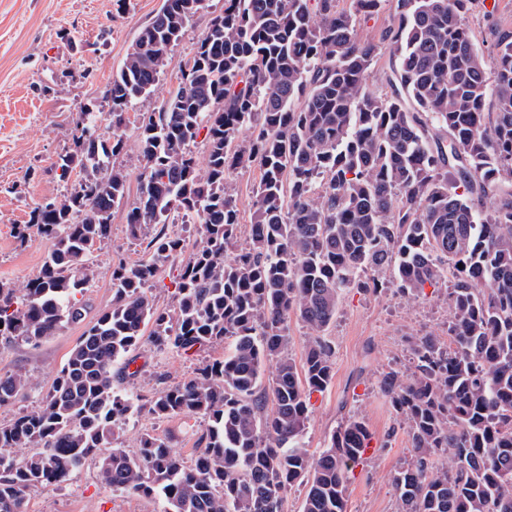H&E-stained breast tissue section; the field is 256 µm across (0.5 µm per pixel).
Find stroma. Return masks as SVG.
<instances>
[{
    "mask_svg": "<svg viewBox=\"0 0 512 512\" xmlns=\"http://www.w3.org/2000/svg\"><path fill=\"white\" fill-rule=\"evenodd\" d=\"M160 5L161 0H0V282L21 289L45 261L49 241L34 235L19 242L14 227L27 221L35 205L58 199L68 189L55 164L73 147L84 105L102 99L137 32ZM223 9L224 0H205L173 48V64L154 95L130 109L124 130L129 146L115 160L129 175L130 194L138 192L141 169L134 146L140 113L152 111L176 88L178 62L193 56L210 17ZM468 25L476 47L489 51L495 29L512 31V0H495L491 8L477 0ZM260 178L261 169L255 164L233 171L228 178V190L238 203L242 248L249 242L253 190ZM158 232L153 226L131 238L124 212L114 213L111 234L94 253L95 276L83 293L84 321L67 325L36 345L0 342V372H25L31 383L26 397L0 409V423L38 406L88 323L111 307L113 266L131 267L146 260ZM427 333L448 334L443 291L428 288L418 298L407 299L393 288L375 295L352 289L341 297L336 319L326 332L336 349L333 377L323 392L312 396L305 445L311 454H319L349 415L366 421L373 451L350 478L347 512H398L392 477L409 460L410 442L379 381L389 369L407 365L410 338ZM227 348L221 342L186 357L143 339L134 352L141 371L124 383L122 391L132 398L151 395L161 382L191 377L202 361L223 358ZM207 426L201 415L159 419L140 412L128 417L119 442L128 452H136L138 437L146 430L170 441L191 461ZM165 508L161 499L101 485L93 460L72 471L66 481L35 489L28 498V512H164Z\"/></svg>",
    "mask_w": 512,
    "mask_h": 512,
    "instance_id": "1",
    "label": "stroma"
}]
</instances>
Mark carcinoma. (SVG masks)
<instances>
[{
  "instance_id": "carcinoma-1",
  "label": "carcinoma",
  "mask_w": 512,
  "mask_h": 512,
  "mask_svg": "<svg viewBox=\"0 0 512 512\" xmlns=\"http://www.w3.org/2000/svg\"><path fill=\"white\" fill-rule=\"evenodd\" d=\"M203 2L163 0L104 92L112 135L97 133L100 105L85 106L74 149L56 164L62 180L80 166L70 191L15 227L21 241L35 233L51 242L23 294L0 284V338L34 345L84 317L75 295L93 279L90 260L114 211L125 210L134 239L178 213L202 226V241L182 262L173 315L146 286L185 251L179 231L155 236L148 260L112 267L111 307L37 409L0 423V512H27L33 489L65 479L100 448L112 449L98 461L103 484L159 496L165 512H283L295 483L306 488L303 512H347L349 472L370 438L365 421L348 417L317 457L301 444L310 396L332 377L326 331L340 297L353 288L414 295L450 268L454 347L419 336L410 365L380 380L411 447L392 485L399 512H512V31L485 55L467 23L474 0H396L393 24L373 43L358 24L382 0L347 9L339 0H224L193 57L178 63L177 87L141 114L131 200L128 175L112 162L127 147L128 111L154 93ZM384 50L392 93L378 96L367 76ZM255 162L250 243L239 250L227 179ZM292 316L308 330L300 368L288 352ZM147 327L155 345L184 355L233 343L140 404L119 386L136 375L128 355ZM29 388L25 374L0 373V408ZM142 410L208 418L193 464L149 432L134 455L116 446L118 423ZM19 448L36 452L19 460Z\"/></svg>"
}]
</instances>
